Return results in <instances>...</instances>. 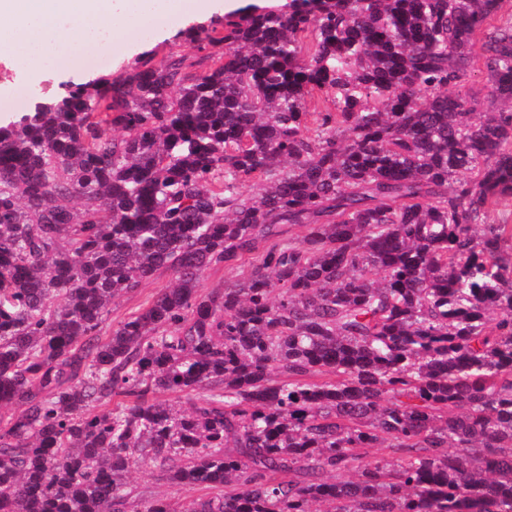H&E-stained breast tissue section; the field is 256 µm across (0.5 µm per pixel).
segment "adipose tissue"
Here are the masks:
<instances>
[{
  "instance_id": "1",
  "label": "adipose tissue",
  "mask_w": 512,
  "mask_h": 512,
  "mask_svg": "<svg viewBox=\"0 0 512 512\" xmlns=\"http://www.w3.org/2000/svg\"><path fill=\"white\" fill-rule=\"evenodd\" d=\"M181 0H0V47L40 79L59 62L119 41L128 24L156 25Z\"/></svg>"
}]
</instances>
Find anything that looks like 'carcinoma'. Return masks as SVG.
Listing matches in <instances>:
<instances>
[{"label": "carcinoma", "instance_id": "1", "mask_svg": "<svg viewBox=\"0 0 512 512\" xmlns=\"http://www.w3.org/2000/svg\"><path fill=\"white\" fill-rule=\"evenodd\" d=\"M505 2L226 14L0 125V512H512ZM480 68H476L475 72L472 73L471 78L466 85L465 88L462 89L463 93H466L469 96L475 97L479 101H481V107L478 112H494L500 108V103H496L493 106H489V103L486 101L488 90H489V82L488 77L481 65ZM174 277L170 271H159L152 279L143 284L135 293L126 294L115 298L109 307L110 311L106 320V331L111 332L112 327L119 321L138 309L148 298L162 288L172 287ZM128 483L134 496L164 497L188 504L190 500L205 493L199 488L177 486L162 479L151 465H143L135 469L128 477Z\"/></svg>", "mask_w": 512, "mask_h": 512}]
</instances>
